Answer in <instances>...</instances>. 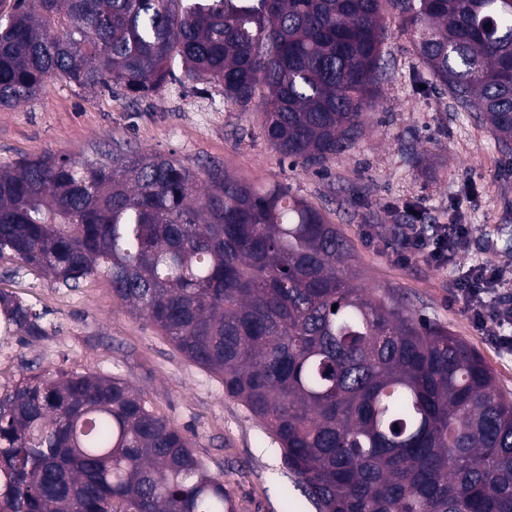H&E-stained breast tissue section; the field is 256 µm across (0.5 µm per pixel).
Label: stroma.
Wrapping results in <instances>:
<instances>
[{
  "mask_svg": "<svg viewBox=\"0 0 512 512\" xmlns=\"http://www.w3.org/2000/svg\"><path fill=\"white\" fill-rule=\"evenodd\" d=\"M392 80L370 114L358 147L325 170L289 166L268 143L259 107L227 104L220 86L170 83L134 100L121 88L94 95L48 81L39 98L0 112V163L50 151L80 156L92 146L127 143L178 159L197 172L218 166L247 183L278 182L318 208L347 237L359 281L401 290L416 313L462 336L484 358L499 388L512 393V354L502 353L448 288L453 276L488 262L512 270V169H504L489 130L445 97L424 89L408 37L393 28L385 45ZM424 156L413 164L410 150ZM413 204L427 223L451 217L471 229L470 245L444 269L400 258L387 209ZM0 259V288L45 311L48 338L10 339L0 383L29 372L116 375L141 390L154 411L193 442L211 474L223 475L238 512H288L302 503L272 435L224 393L218 376L182 356L146 320L112 296L102 278L68 291L32 277H10Z\"/></svg>",
  "mask_w": 512,
  "mask_h": 512,
  "instance_id": "1",
  "label": "stroma"
}]
</instances>
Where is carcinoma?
I'll use <instances>...</instances> for the list:
<instances>
[{"mask_svg":"<svg viewBox=\"0 0 512 512\" xmlns=\"http://www.w3.org/2000/svg\"><path fill=\"white\" fill-rule=\"evenodd\" d=\"M426 84L512 165V0H0V110L59 80L137 99L167 83L253 104L290 165L355 148L388 80L390 23ZM10 275H102L261 420L316 512H512V396L483 357L358 282L353 247L280 183L120 145L0 164ZM337 309H332V306ZM0 289V338L49 335ZM0 512H228L180 430L116 376L0 385Z\"/></svg>","mask_w":512,"mask_h":512,"instance_id":"cac0c4a2","label":"carcinoma"}]
</instances>
